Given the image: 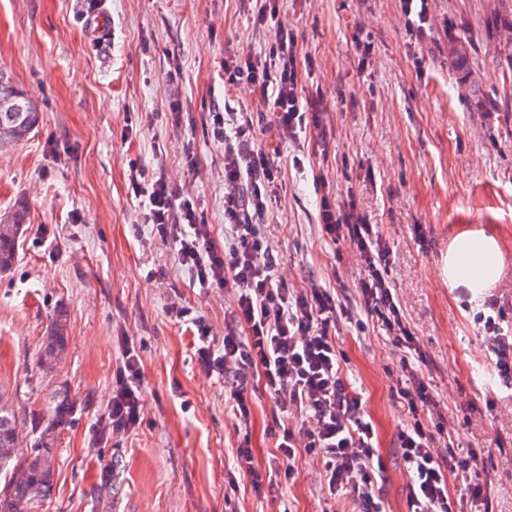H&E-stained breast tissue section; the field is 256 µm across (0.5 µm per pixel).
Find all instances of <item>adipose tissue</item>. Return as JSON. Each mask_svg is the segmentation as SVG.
<instances>
[{"label": "adipose tissue", "mask_w": 512, "mask_h": 512, "mask_svg": "<svg viewBox=\"0 0 512 512\" xmlns=\"http://www.w3.org/2000/svg\"><path fill=\"white\" fill-rule=\"evenodd\" d=\"M500 253L494 240H472L459 235L448 251V281L469 288H482L492 282L499 270Z\"/></svg>", "instance_id": "adipose-tissue-1"}]
</instances>
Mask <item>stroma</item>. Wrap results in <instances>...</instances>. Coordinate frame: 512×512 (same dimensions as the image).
Here are the masks:
<instances>
[{"label": "stroma", "mask_w": 512, "mask_h": 512, "mask_svg": "<svg viewBox=\"0 0 512 512\" xmlns=\"http://www.w3.org/2000/svg\"><path fill=\"white\" fill-rule=\"evenodd\" d=\"M281 13L310 63L306 89H321L337 157L338 197L356 193L368 223L393 251L392 278L406 315L436 365L442 402L471 399L452 417L459 453L485 449L494 512H512V400L491 393L486 344L475 321L490 300L512 307V0H431L432 31L415 38L399 0H282ZM112 27L87 37V14ZM274 37L251 23L246 0H0V71L38 104L30 139L0 152V218L24 202L18 258L0 274V391L19 410L46 414L58 387L75 406L57 443L55 484L41 512H225L224 385L207 378L180 300L224 330V295L178 265L131 198L129 163L161 176L177 196L197 197L224 235V147L212 113L255 112L248 94L224 95V59L261 51ZM373 47L358 68L357 43ZM180 65L182 78L168 71ZM492 100L479 112L472 92ZM181 99L180 123L169 102ZM192 150L198 171L184 164ZM274 203L276 243L290 278L322 273L333 248L314 224L310 169H288ZM426 228L418 243L415 225ZM494 239L497 281L480 292L448 285V248L464 232ZM68 344L56 366L37 353L57 310ZM141 347L145 417L136 433L101 440L122 338ZM344 372L367 397L388 454L400 411L388 393L384 337L343 336ZM112 493L104 495L103 477ZM244 512H327L307 462L278 500L240 482Z\"/></svg>", "instance_id": "35a3bbf8"}]
</instances>
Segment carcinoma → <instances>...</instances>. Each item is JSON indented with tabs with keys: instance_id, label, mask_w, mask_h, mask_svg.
<instances>
[{
	"instance_id": "cac0c4a2",
	"label": "carcinoma",
	"mask_w": 512,
	"mask_h": 512,
	"mask_svg": "<svg viewBox=\"0 0 512 512\" xmlns=\"http://www.w3.org/2000/svg\"><path fill=\"white\" fill-rule=\"evenodd\" d=\"M19 102L26 107L25 126L12 132L10 144L17 145L28 139L39 124L37 102L18 90ZM26 208L18 203L6 223L0 225V273L10 270L15 261L17 235L26 221ZM67 345L66 321L58 312L42 343L41 352L57 349L64 352ZM73 413V401L65 389L56 390L50 397L47 414L38 421H30L35 439L30 451L22 457L0 456V512H39L50 497L55 478V443L60 429ZM25 418L11 406L0 402V447L11 446L13 433L24 425Z\"/></svg>"
}]
</instances>
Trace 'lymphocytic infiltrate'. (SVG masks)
Segmentation results:
<instances>
[{"instance_id": "1", "label": "lymphocytic infiltrate", "mask_w": 512, "mask_h": 512, "mask_svg": "<svg viewBox=\"0 0 512 512\" xmlns=\"http://www.w3.org/2000/svg\"><path fill=\"white\" fill-rule=\"evenodd\" d=\"M252 23L275 24L267 51H244L224 60V89L244 88L263 105L261 113L217 112L211 135L224 145V239L216 241L191 196L176 197L163 178L135 168L130 182L161 241L201 287L223 291L224 336L216 338L204 317L191 320L195 354L207 377L224 384V412L235 430L252 424L249 384H258L272 403L278 428L275 452L258 467L249 440L233 443V465L224 475L230 489L249 480L255 494L294 482L297 464L308 460L321 491L339 500L342 512H390L386 465L362 391L345 377L340 336L381 329L400 372L390 395L400 410L391 455L407 478L408 512H456L468 501L477 512H493L491 479L484 458L458 456L456 436L444 419L433 389L434 364L416 336L391 276L390 248L378 225L367 223L355 194L336 199L324 175L317 226L322 238L351 250L361 267L355 287L338 274L288 280L273 248L280 230L270 205L285 183L279 147L256 141L264 122L279 139L316 143L328 160V131L322 101L306 97L302 62L292 29L280 21L279 0H251ZM491 368L501 387L512 390V327L502 318L478 314ZM145 411L141 358L125 341L116 370L108 417L113 433L129 434ZM459 496H451L449 483Z\"/></svg>"}]
</instances>
